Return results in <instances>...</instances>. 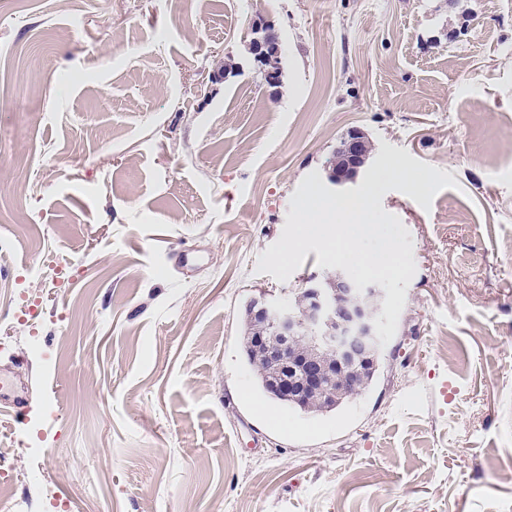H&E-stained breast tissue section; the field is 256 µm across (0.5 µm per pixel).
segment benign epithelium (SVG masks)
<instances>
[{
	"label": "benign epithelium",
	"mask_w": 512,
	"mask_h": 512,
	"mask_svg": "<svg viewBox=\"0 0 512 512\" xmlns=\"http://www.w3.org/2000/svg\"><path fill=\"white\" fill-rule=\"evenodd\" d=\"M248 50L261 64L262 77L269 86L279 84L274 58L281 52L279 41L269 29H252ZM366 137L358 129L349 130L342 138L339 150L345 165L332 169L330 181L343 185L363 168L370 152L364 150ZM302 305L285 311L264 296L252 301V315L273 328L280 342L269 346L267 357L272 365V382L284 393L303 399L310 393L323 390V382L337 369L345 374L356 371L381 348L373 320L376 312L371 307L374 299L385 300L378 283H370L363 292H357L346 274L328 275L323 279L313 275L304 281L300 292ZM313 331L311 340L325 349L322 360H303L289 353L298 335Z\"/></svg>",
	"instance_id": "benign-epithelium-1"
}]
</instances>
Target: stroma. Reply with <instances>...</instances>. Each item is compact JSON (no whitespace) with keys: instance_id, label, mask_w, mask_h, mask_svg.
<instances>
[{"instance_id":"1","label":"stroma","mask_w":512,"mask_h":512,"mask_svg":"<svg viewBox=\"0 0 512 512\" xmlns=\"http://www.w3.org/2000/svg\"><path fill=\"white\" fill-rule=\"evenodd\" d=\"M351 128L457 185L382 196L396 334L306 414L258 391L243 314L323 275L256 266ZM511 246L512 0H0V376L32 402L0 408V512H500ZM274 46V52L267 49ZM248 50L254 60L261 64L262 77L267 85L276 87L279 84L278 70L274 68V58L281 52L279 41L269 29L256 26L252 29V38Z\"/></svg>"}]
</instances>
